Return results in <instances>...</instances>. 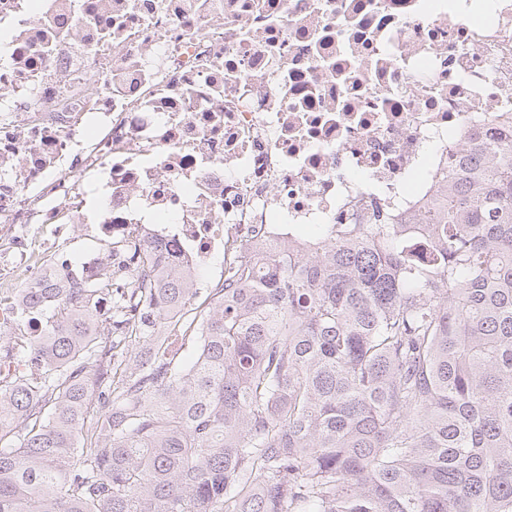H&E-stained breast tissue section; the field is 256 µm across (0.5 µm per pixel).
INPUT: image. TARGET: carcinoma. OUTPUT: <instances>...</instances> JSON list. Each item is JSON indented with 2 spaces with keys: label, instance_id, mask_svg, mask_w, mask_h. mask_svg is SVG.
<instances>
[{
  "label": "carcinoma",
  "instance_id": "1",
  "mask_svg": "<svg viewBox=\"0 0 512 512\" xmlns=\"http://www.w3.org/2000/svg\"><path fill=\"white\" fill-rule=\"evenodd\" d=\"M109 250L18 290L44 330L0 354V512H512V118L417 223L239 244L209 293Z\"/></svg>",
  "mask_w": 512,
  "mask_h": 512
}]
</instances>
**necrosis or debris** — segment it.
Masks as SVG:
<instances>
[{
	"mask_svg": "<svg viewBox=\"0 0 512 512\" xmlns=\"http://www.w3.org/2000/svg\"><path fill=\"white\" fill-rule=\"evenodd\" d=\"M497 114L512 0H0V291L132 234L204 290L238 243L408 223Z\"/></svg>",
	"mask_w": 512,
	"mask_h": 512,
	"instance_id": "obj_1",
	"label": "necrosis or debris"
}]
</instances>
